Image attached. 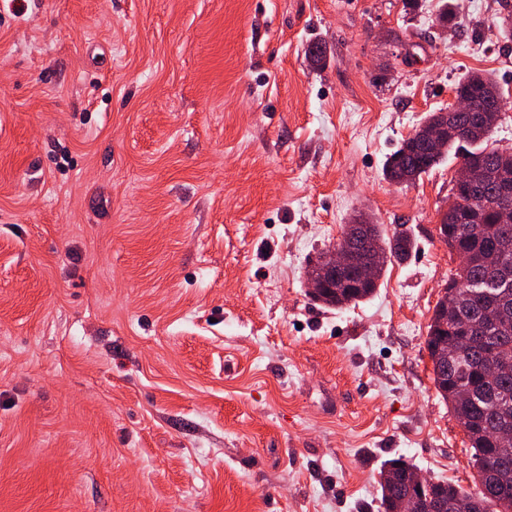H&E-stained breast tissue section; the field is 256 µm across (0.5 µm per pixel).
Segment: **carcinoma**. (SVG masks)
Segmentation results:
<instances>
[{
  "mask_svg": "<svg viewBox=\"0 0 512 512\" xmlns=\"http://www.w3.org/2000/svg\"><path fill=\"white\" fill-rule=\"evenodd\" d=\"M496 84L490 74L470 73L455 86L457 95L472 101L474 111L485 110V92ZM502 113H490L487 124L475 129L466 113L456 116L447 151L468 164L469 183L452 188L456 208L442 214L440 223L448 226V246L467 256L464 273L449 282L465 280L468 285L456 289L457 313L469 327L473 339L461 343L458 336L440 328V316L434 315L428 326L426 346L432 357L433 382L437 393L451 405L455 415L470 425L467 437L473 449L472 462L477 472H486L475 491L448 482H436L432 492L418 495L414 508H426L428 502L448 504L446 512H512V446L497 447L495 434L512 430V250L503 244L512 242V223H500L501 210L512 208V198L501 196L500 188L512 183V159L503 157L486 143ZM445 153L426 154L410 137L386 161L383 174L391 181L401 175L416 181L440 164ZM371 240L385 257L403 260L414 249L406 234L387 237L379 225L368 227ZM343 287L321 303L344 308L370 299L377 283L352 288L355 279L345 271L336 273ZM406 473L395 480L379 483L381 508L410 493Z\"/></svg>",
  "mask_w": 512,
  "mask_h": 512,
  "instance_id": "carcinoma-1",
  "label": "carcinoma"
}]
</instances>
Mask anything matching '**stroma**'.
Masks as SVG:
<instances>
[{
	"instance_id": "1",
	"label": "stroma",
	"mask_w": 512,
	"mask_h": 512,
	"mask_svg": "<svg viewBox=\"0 0 512 512\" xmlns=\"http://www.w3.org/2000/svg\"><path fill=\"white\" fill-rule=\"evenodd\" d=\"M458 4L0 0V512H379L398 457L475 489L425 345L458 161L383 176L470 72L512 152V0ZM360 211L416 249L324 307ZM356 221L353 222L354 224H344L343 232L339 240L322 252V259L324 262L330 264L329 268L334 267L336 262L340 264H349L351 262L349 253L343 247L345 243V236L343 233L351 235L357 245H363L361 233L357 227L358 222ZM336 276L343 281L342 288H336L337 291L331 297L325 298L320 302L334 308H344L356 305L360 302L370 299L377 289V283L374 282L366 288H351L350 283L356 282L354 278L345 271H338Z\"/></svg>"
}]
</instances>
